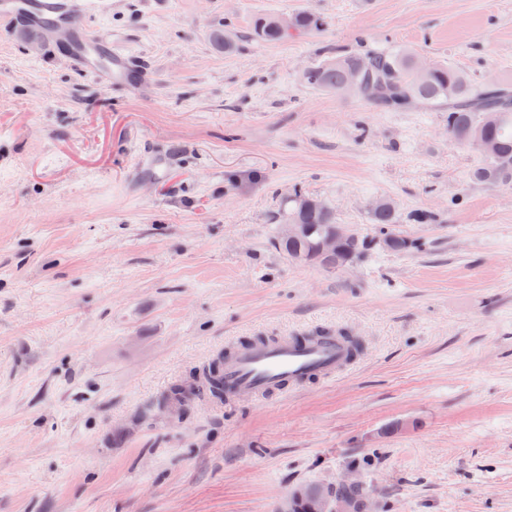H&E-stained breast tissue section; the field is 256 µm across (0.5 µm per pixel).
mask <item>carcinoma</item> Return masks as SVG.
<instances>
[{
  "instance_id": "obj_1",
  "label": "carcinoma",
  "mask_w": 512,
  "mask_h": 512,
  "mask_svg": "<svg viewBox=\"0 0 512 512\" xmlns=\"http://www.w3.org/2000/svg\"><path fill=\"white\" fill-rule=\"evenodd\" d=\"M322 26V20L306 10L293 14L286 29L275 23L274 16L262 14L253 19L249 35L265 43H277L291 34L315 32ZM356 73L363 78L356 94L376 109L448 113V138L483 153L484 161L471 171V179L490 186L512 185L511 84H477L456 68L434 63L427 65L423 74L411 51L392 46L377 47L364 55L338 49L328 59L308 68L302 81L313 89L341 93ZM274 219L283 226L298 224L302 228L295 236L281 232L275 241L276 247L294 262L305 260L321 240L336 233L338 225L332 204L301 190L282 200ZM405 221L428 224L432 216L417 211L404 218L392 200L381 198L371 208L376 234L370 238L358 236L346 244V249L354 260L367 258L386 240L391 241L392 253L417 250L421 243L396 229ZM219 364L218 360L213 362L202 378H194L174 391L173 411L180 412L186 402L197 396L214 404L224 403L223 382L217 377Z\"/></svg>"
}]
</instances>
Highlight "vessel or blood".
Returning <instances> with one entry per match:
<instances>
[{
  "label": "vessel or blood",
  "instance_id": "1",
  "mask_svg": "<svg viewBox=\"0 0 512 512\" xmlns=\"http://www.w3.org/2000/svg\"><path fill=\"white\" fill-rule=\"evenodd\" d=\"M0 18L31 20L38 33L60 22L57 13L36 8L32 0H0ZM67 48L83 68L100 72L113 83L127 84L129 57L110 42L81 32L71 36ZM353 357L348 339L332 334L306 339L279 336L246 345L224 361V400H261L312 380H329L342 374Z\"/></svg>",
  "mask_w": 512,
  "mask_h": 512
}]
</instances>
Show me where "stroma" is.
<instances>
[{
  "label": "stroma",
  "instance_id": "35a3bbf8",
  "mask_svg": "<svg viewBox=\"0 0 512 512\" xmlns=\"http://www.w3.org/2000/svg\"><path fill=\"white\" fill-rule=\"evenodd\" d=\"M307 9L322 31L246 38ZM240 37L230 54L215 32ZM91 30L126 90L62 43ZM387 44L512 82V0H110L39 36L0 19V512H274L359 466L379 512H512V186L444 113L307 87L326 48ZM302 189L421 251L330 274L274 246ZM363 339L338 378L184 415L163 398L240 342ZM370 218L372 224H377L376 234L370 238L356 235L354 240L346 244L353 261L367 258L386 240H391L390 253H405L421 247L420 242L402 235L396 229V224H402L404 219L392 200L379 199L371 208Z\"/></svg>",
  "mask_w": 512,
  "mask_h": 512
}]
</instances>
